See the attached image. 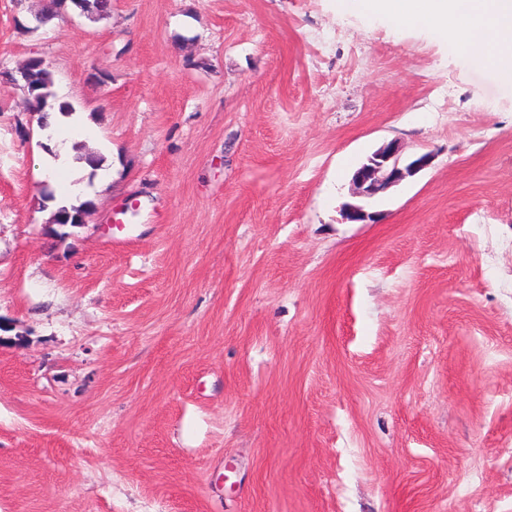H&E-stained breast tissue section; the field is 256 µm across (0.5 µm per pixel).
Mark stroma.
Instances as JSON below:
<instances>
[{"label": "stroma", "instance_id": "stroma-1", "mask_svg": "<svg viewBox=\"0 0 512 512\" xmlns=\"http://www.w3.org/2000/svg\"><path fill=\"white\" fill-rule=\"evenodd\" d=\"M335 3L0 0V512H512V90ZM32 56L117 151L77 227ZM80 9L94 19L107 18L112 12V0H48L47 7L36 16L44 24L62 16L68 9ZM399 150L393 143L375 152L361 165L353 175L356 194L365 198H372L384 192L410 174L426 167L430 162L429 155H421L405 168L399 167Z\"/></svg>", "mask_w": 512, "mask_h": 512}]
</instances>
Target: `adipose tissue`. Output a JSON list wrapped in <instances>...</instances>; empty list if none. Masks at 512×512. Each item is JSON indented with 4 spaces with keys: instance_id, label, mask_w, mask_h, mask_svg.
Listing matches in <instances>:
<instances>
[{
    "instance_id": "1",
    "label": "adipose tissue",
    "mask_w": 512,
    "mask_h": 512,
    "mask_svg": "<svg viewBox=\"0 0 512 512\" xmlns=\"http://www.w3.org/2000/svg\"><path fill=\"white\" fill-rule=\"evenodd\" d=\"M343 11L388 23L401 32H425L466 55L471 66L512 84V0H339ZM51 145L47 168L66 175L63 205L79 204L85 188L78 179L86 171L75 143L91 140L86 120L77 114L49 112Z\"/></svg>"
}]
</instances>
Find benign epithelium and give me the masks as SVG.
I'll list each match as a JSON object with an SVG mask.
<instances>
[{
    "label": "benign epithelium",
    "instance_id": "7a95c632",
    "mask_svg": "<svg viewBox=\"0 0 512 512\" xmlns=\"http://www.w3.org/2000/svg\"><path fill=\"white\" fill-rule=\"evenodd\" d=\"M398 155V147L392 143L375 152L353 175L356 194L372 198L398 183L405 175L423 169L430 162V156L424 154L401 168ZM343 213L345 219L351 223H364L374 219L373 214L357 204L345 205Z\"/></svg>",
    "mask_w": 512,
    "mask_h": 512
}]
</instances>
